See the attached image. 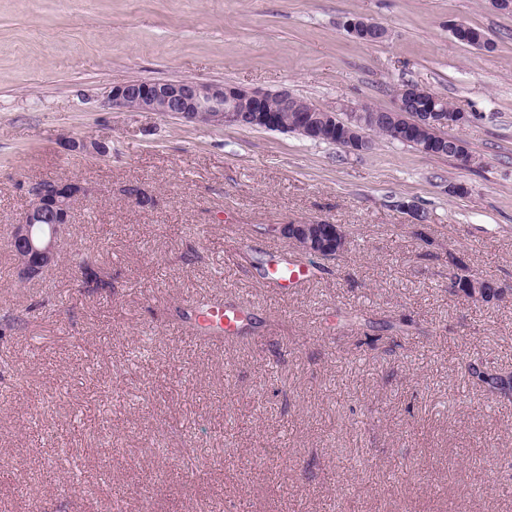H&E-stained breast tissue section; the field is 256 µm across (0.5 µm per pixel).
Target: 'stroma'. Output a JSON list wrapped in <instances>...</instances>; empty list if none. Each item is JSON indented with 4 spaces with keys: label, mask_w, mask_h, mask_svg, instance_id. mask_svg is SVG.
Segmentation results:
<instances>
[{
    "label": "stroma",
    "mask_w": 512,
    "mask_h": 512,
    "mask_svg": "<svg viewBox=\"0 0 512 512\" xmlns=\"http://www.w3.org/2000/svg\"><path fill=\"white\" fill-rule=\"evenodd\" d=\"M361 17L385 40L345 27ZM486 32L494 52L452 34ZM129 80L290 89L393 108L416 84L468 122L471 167L372 136L202 127L112 105ZM108 141L71 154L59 135ZM87 187L22 283L0 233V512H512V13L488 0H0V229L30 183ZM337 224L332 258L272 224ZM312 279L271 288L272 255ZM508 287L448 289L449 257ZM92 261L105 285L88 288ZM250 314L210 339L179 309ZM346 28L358 40L364 42H381L386 38V29L380 24L370 22L363 18L347 20ZM468 373L476 381L477 384L483 386L490 391L499 390L504 395L511 394L512 381L489 373L482 367V364L472 362L468 364Z\"/></svg>",
    "instance_id": "obj_1"
}]
</instances>
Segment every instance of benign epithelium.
<instances>
[{
  "label": "benign epithelium",
  "instance_id": "1",
  "mask_svg": "<svg viewBox=\"0 0 512 512\" xmlns=\"http://www.w3.org/2000/svg\"><path fill=\"white\" fill-rule=\"evenodd\" d=\"M346 28L364 42H381L387 35L383 26L358 17L347 20ZM452 33L460 42L487 52L494 50L489 38L475 37L466 24L455 25ZM111 98L112 105L131 112H159L199 125L270 131L288 130L279 113L293 112L292 124L303 134L329 136L354 153L370 147L365 132L369 127H385L402 139L422 127L457 126L469 120L465 112L440 107L432 93L415 84L404 85L389 110L355 107L339 121L334 111L315 113L301 108L297 97L286 89L267 93L192 80H132L112 87ZM60 144L70 153L87 156H106L111 151L110 144L99 139L63 137ZM30 195V206L10 225L7 239L22 282L40 277L57 262L61 240L71 221V203L87 195V189L69 180L44 179L32 185ZM272 230L291 240L300 252L325 258L336 256V243L346 241L345 232L336 224H277Z\"/></svg>",
  "mask_w": 512,
  "mask_h": 512
}]
</instances>
